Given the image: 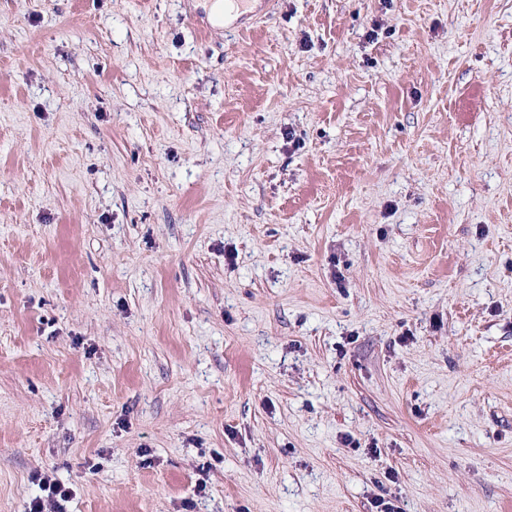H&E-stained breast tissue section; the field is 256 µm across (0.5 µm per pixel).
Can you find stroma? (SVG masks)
<instances>
[{
    "label": "stroma",
    "instance_id": "stroma-1",
    "mask_svg": "<svg viewBox=\"0 0 512 512\" xmlns=\"http://www.w3.org/2000/svg\"><path fill=\"white\" fill-rule=\"evenodd\" d=\"M0 0V512H512V0ZM41 482L42 491L46 492V498L49 505L60 509V502L67 501L71 496L69 488L59 483L56 479H52L49 475H44L39 478Z\"/></svg>",
    "mask_w": 512,
    "mask_h": 512
}]
</instances>
